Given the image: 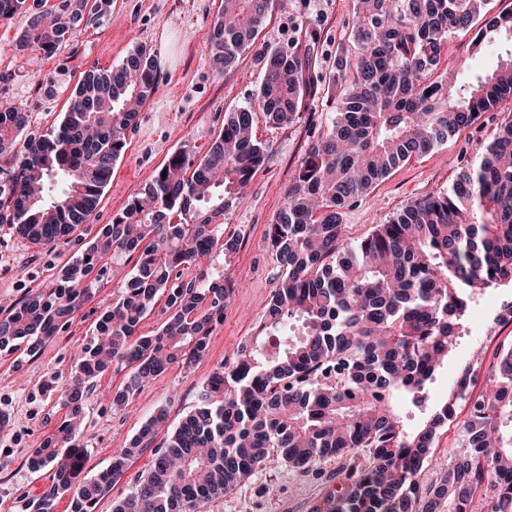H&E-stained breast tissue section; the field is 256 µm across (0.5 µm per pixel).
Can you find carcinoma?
Returning <instances> with one entry per match:
<instances>
[{"label": "carcinoma", "mask_w": 512, "mask_h": 512, "mask_svg": "<svg viewBox=\"0 0 512 512\" xmlns=\"http://www.w3.org/2000/svg\"><path fill=\"white\" fill-rule=\"evenodd\" d=\"M107 0H59L53 21L35 13L18 45L54 52L81 31L84 15ZM487 0H357L354 40L362 50L337 118L307 149L287 203L268 226L266 243L283 273L254 336L237 359L202 386L198 406L158 439L167 411H155L127 448L96 473L84 472L76 434L82 402L104 374L131 372L112 405L122 406L171 365H189L208 350L233 288L216 269L238 249L224 220L268 152L252 133L255 112L224 113V129L203 158L178 150L144 191L133 195L54 275L53 287L25 296L0 318V351L37 354L108 276L100 266L132 269L117 284L81 347L62 391L64 420L28 457L33 471L52 470L24 512H55L72 495V512H95L122 479L127 461L150 449L153 463L113 512H202L276 452L302 469L314 459L360 449L368 461L339 470L341 491L314 512H467L476 491H491L489 512H512V349L495 372V389L472 395L462 424L463 451L435 486L420 481L437 431L455 417L444 401L423 425L407 429L398 399L425 405L428 385L455 345L469 305L491 288L512 286V122L448 193L412 201L356 246L343 239V210L413 154L448 141L512 97V49L482 76L454 72L428 81L451 34L468 33ZM26 0H0V21ZM274 0H224L207 40L222 72L251 43ZM512 42V12L479 29L481 48ZM258 108L268 123H294L305 95V58L262 51ZM154 60L136 48L109 70H91L70 96L60 124L24 135L28 115L0 110V225L54 247L69 243L89 219L124 154L137 107L154 93ZM178 222H172V217ZM164 321L141 334L159 298Z\"/></svg>", "instance_id": "cac0c4a2"}]
</instances>
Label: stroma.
<instances>
[{
	"instance_id": "obj_1",
	"label": "stroma",
	"mask_w": 512,
	"mask_h": 512,
	"mask_svg": "<svg viewBox=\"0 0 512 512\" xmlns=\"http://www.w3.org/2000/svg\"><path fill=\"white\" fill-rule=\"evenodd\" d=\"M55 2L27 0V10L0 22V105L27 112L29 132H45L61 120L85 71L118 66L140 46L150 51L155 64L156 89L143 105L135 129L127 134L126 151L113 167L109 187L88 223L80 227L89 239L122 212L128 197L152 182L171 154L185 148L204 155L222 130L225 113L254 105L263 78L260 53L264 48L301 51L306 44L314 46L303 73L308 95L297 121L276 127L263 113L255 115V136L270 149L245 189L244 203L224 223L225 235L237 238L239 248L224 261V277L233 283L234 293L223 324L215 330L204 357L188 367L172 365L160 378L142 386L127 406L113 407L110 398L123 388L127 370L111 371L99 379L97 391L84 399L79 432L85 468L95 472L107 467L116 451L129 446L157 409L166 408L169 424L178 426L195 408L203 383L219 366L236 359L268 307L281 270L266 247L265 232L285 204L288 186L308 146L335 120L355 73L359 56L352 36L356 2L275 0L253 43L233 67L221 73L210 65L206 40L222 0H111L103 15L92 17L78 37L64 40L50 56L18 50L32 14L48 10ZM340 56L346 59L347 70L343 80L333 83L329 77ZM442 57L444 63L436 69L440 76L449 62L478 72L495 61L494 53L476 51L467 34L449 36ZM510 121L512 98H506L446 144L393 169L369 195L346 209L345 241L362 239L413 200L450 191L461 170L483 157L498 130ZM71 255L70 245H36L0 227V317L26 294L46 286ZM115 292L114 283H106L39 355L26 358L23 365H16L13 355L0 353V512H21L22 504L48 485L50 470L32 472L27 459L31 449L54 432L66 410L58 394L45 393L42 385L68 378L75 355ZM505 300L512 301L510 287L489 290L472 304L467 332L457 339L431 385V400L447 398L456 370L472 359L478 334L484 335L485 342L482 377L474 391H492L498 356L512 349V322H493ZM468 414L467 406L458 405L455 420L437 433L431 459L420 475L422 482L435 484L439 473L460 453V422ZM348 463V458L332 456L298 469L270 456L262 468L212 500L203 512H313L326 494L336 490V473Z\"/></svg>"
}]
</instances>
